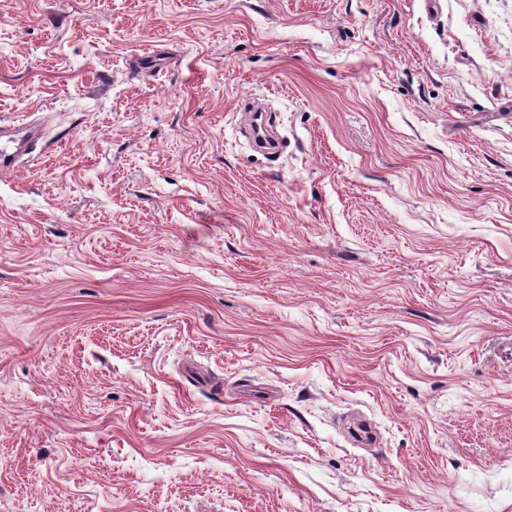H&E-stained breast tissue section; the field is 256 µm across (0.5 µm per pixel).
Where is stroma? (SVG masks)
<instances>
[{
    "label": "stroma",
    "instance_id": "stroma-1",
    "mask_svg": "<svg viewBox=\"0 0 512 512\" xmlns=\"http://www.w3.org/2000/svg\"><path fill=\"white\" fill-rule=\"evenodd\" d=\"M24 114L0 512H512V0H0ZM246 113L247 121L251 129V133L254 132V142L260 148L268 150L267 153L274 154L279 147L278 139H274L270 134V130L267 127L269 124L268 116L262 110H259L254 105L244 109ZM260 120V122H258ZM262 130V132H260Z\"/></svg>",
    "mask_w": 512,
    "mask_h": 512
}]
</instances>
